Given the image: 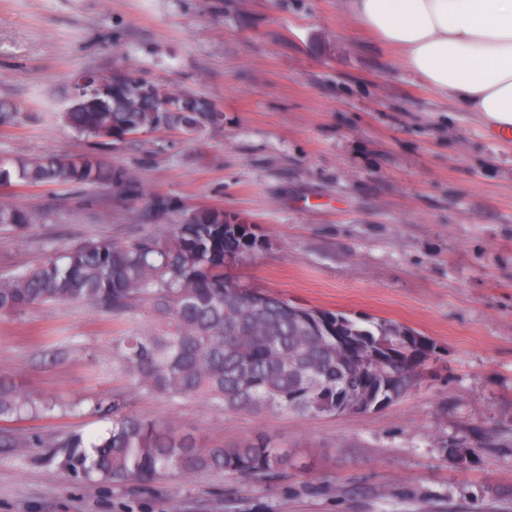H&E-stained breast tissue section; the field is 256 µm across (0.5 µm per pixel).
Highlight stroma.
<instances>
[{"label":"stroma","instance_id":"stroma-1","mask_svg":"<svg viewBox=\"0 0 512 512\" xmlns=\"http://www.w3.org/2000/svg\"><path fill=\"white\" fill-rule=\"evenodd\" d=\"M341 0H0V161L92 156L136 187L12 184L33 214L0 229V278L90 240L129 243L197 208L267 246L235 269L293 304L388 319L437 346L416 386L366 413H227L132 394L113 338L153 323L78 302L0 315V384L55 402L0 417V512H512V145L438 97ZM128 70L205 97L218 124L102 142L63 114L81 72ZM164 207H157V200ZM193 434L262 435L294 466L268 478L169 475L104 486L47 462L46 441L112 425L97 403ZM456 446L458 456L449 455Z\"/></svg>","mask_w":512,"mask_h":512}]
</instances>
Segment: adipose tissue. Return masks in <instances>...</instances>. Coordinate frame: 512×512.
I'll return each mask as SVG.
<instances>
[{"instance_id":"ef3b65f1","label":"adipose tissue","mask_w":512,"mask_h":512,"mask_svg":"<svg viewBox=\"0 0 512 512\" xmlns=\"http://www.w3.org/2000/svg\"><path fill=\"white\" fill-rule=\"evenodd\" d=\"M440 97L512 135V0H343Z\"/></svg>"}]
</instances>
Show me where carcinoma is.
<instances>
[{
	"mask_svg": "<svg viewBox=\"0 0 512 512\" xmlns=\"http://www.w3.org/2000/svg\"><path fill=\"white\" fill-rule=\"evenodd\" d=\"M66 112L73 128L110 141L112 133L138 135L162 125L187 133L219 118L203 98L159 86L128 72L112 77L102 92H85ZM110 183L134 185L133 176L86 156L56 155L0 162V182ZM219 209L187 214L161 237L127 244L96 240L52 254L40 265L0 280V315L33 305L79 301L125 314L138 302L150 305L158 327L117 338L112 353L131 388L142 395L202 396L226 412L279 409L303 415H334L339 399L362 381L392 383L390 400L407 394L436 345L409 347L412 330L380 319L365 327L342 312L306 309L280 296L241 285L233 276L236 260L250 246ZM31 217L0 203V226L23 228ZM382 352L379 363L364 354L336 349L324 323ZM40 400L0 387V416L39 409ZM97 411L112 416V430L89 446L70 435L49 443L48 461L75 476L114 485L151 483L166 475L224 472L260 478L288 468V450L257 437L210 448L191 434L129 414L114 400Z\"/></svg>",
	"mask_w": 512,
	"mask_h": 512,
	"instance_id": "obj_1",
	"label": "carcinoma"
}]
</instances>
